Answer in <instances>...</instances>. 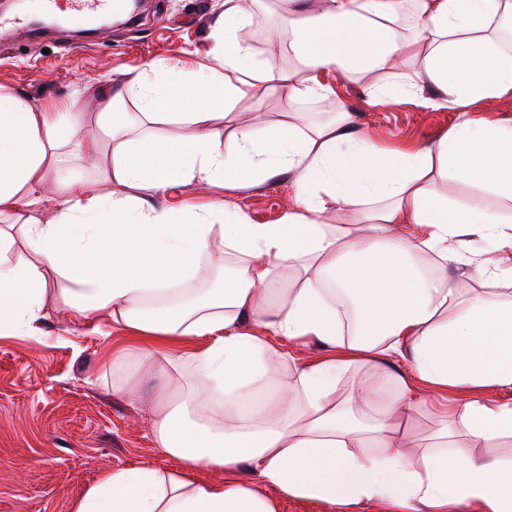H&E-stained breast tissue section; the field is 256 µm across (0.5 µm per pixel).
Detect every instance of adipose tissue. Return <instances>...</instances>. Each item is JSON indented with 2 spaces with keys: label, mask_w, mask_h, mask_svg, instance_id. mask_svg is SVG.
<instances>
[{
  "label": "adipose tissue",
  "mask_w": 512,
  "mask_h": 512,
  "mask_svg": "<svg viewBox=\"0 0 512 512\" xmlns=\"http://www.w3.org/2000/svg\"><path fill=\"white\" fill-rule=\"evenodd\" d=\"M254 2L224 0L206 62L161 58L96 88L108 140L85 135L86 112L0 88V335L41 340L49 281H65L74 325L127 334L112 379L125 391L145 365L152 441L177 461L104 473L73 512H512V399L498 395L512 389V290L485 286L512 280V122L474 109L512 94V0H412L408 21L405 0H281L270 40L289 69L257 64L241 37ZM331 71L388 74L369 103L420 100L456 121L388 148L342 109L269 124L234 109L259 86L332 99ZM129 100L136 113L115 118ZM73 157L96 177H74ZM275 176L293 188L278 223L230 204ZM452 182L475 197L453 202ZM188 183L224 194L158 206ZM204 263L224 286L196 294ZM308 343L323 355L303 364L291 348ZM359 366L368 377L339 396Z\"/></svg>",
  "instance_id": "ef3b65f1"
}]
</instances>
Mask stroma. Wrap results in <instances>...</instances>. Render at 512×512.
I'll list each match as a JSON object with an SVG mask.
<instances>
[{
    "label": "stroma",
    "mask_w": 512,
    "mask_h": 512,
    "mask_svg": "<svg viewBox=\"0 0 512 512\" xmlns=\"http://www.w3.org/2000/svg\"><path fill=\"white\" fill-rule=\"evenodd\" d=\"M224 11V0H147L135 25L116 23L90 35L75 29L43 34L0 31V85L25 93L33 103L54 97L90 109L85 87L122 79L158 58L185 60L204 55L208 35ZM278 24L276 0H260L243 37L256 61L279 69L293 60L277 50L270 32ZM357 124L384 146L423 144L453 124L451 111L417 102L387 108L369 105L367 81L337 82L325 75ZM273 122L286 112L305 120L322 111L318 101L293 100L288 88L262 86L236 105ZM293 190L275 178L239 192L234 203L258 223H274ZM48 334L38 344L25 336H0V512H72L74 502L108 471L142 465L174 468L155 447L143 400L153 394L143 384L137 394L114 392L104 363L124 334H87L64 323L57 309L44 319Z\"/></svg>",
    "instance_id": "1"
}]
</instances>
